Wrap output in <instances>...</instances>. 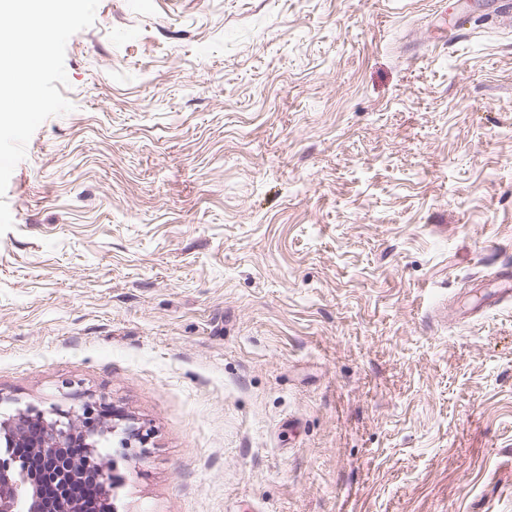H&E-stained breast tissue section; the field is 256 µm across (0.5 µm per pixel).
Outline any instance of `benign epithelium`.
<instances>
[{"instance_id":"1","label":"benign epithelium","mask_w":512,"mask_h":512,"mask_svg":"<svg viewBox=\"0 0 512 512\" xmlns=\"http://www.w3.org/2000/svg\"><path fill=\"white\" fill-rule=\"evenodd\" d=\"M107 432L119 433V448L112 457V472L98 469L103 481L117 482L118 462L131 456L132 442L143 445L148 434L141 426L129 425L122 429L114 422H106L104 413L94 405L83 407L82 413L53 408L43 411L26 408L0 422V439L6 447L29 446L39 452L45 474L68 486L83 474V468L73 460L57 454L56 448L73 441L95 451L99 439ZM26 512H49V505L38 494L37 480L30 477L21 464L10 455L0 454V512H18L19 504Z\"/></svg>"}]
</instances>
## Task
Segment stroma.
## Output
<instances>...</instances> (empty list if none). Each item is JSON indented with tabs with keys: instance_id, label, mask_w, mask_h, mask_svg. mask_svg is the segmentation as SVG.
Here are the masks:
<instances>
[{
	"instance_id": "35a3bbf8",
	"label": "stroma",
	"mask_w": 512,
	"mask_h": 512,
	"mask_svg": "<svg viewBox=\"0 0 512 512\" xmlns=\"http://www.w3.org/2000/svg\"><path fill=\"white\" fill-rule=\"evenodd\" d=\"M512 0H100L4 199L0 414L150 434L119 512H512Z\"/></svg>"
}]
</instances>
